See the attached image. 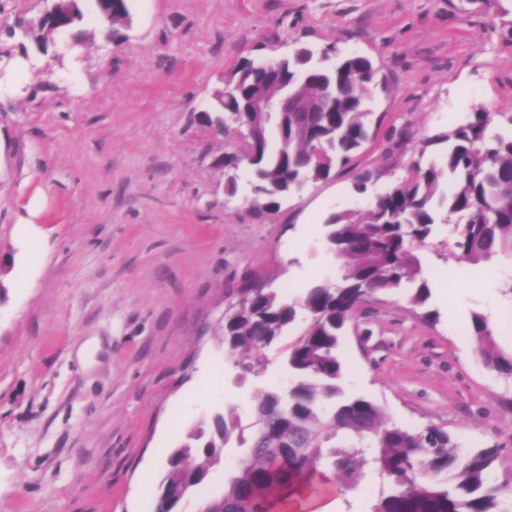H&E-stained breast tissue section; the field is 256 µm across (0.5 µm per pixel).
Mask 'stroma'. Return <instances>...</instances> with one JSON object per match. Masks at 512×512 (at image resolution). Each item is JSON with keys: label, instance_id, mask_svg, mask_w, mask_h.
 Segmentation results:
<instances>
[{"label": "stroma", "instance_id": "stroma-1", "mask_svg": "<svg viewBox=\"0 0 512 512\" xmlns=\"http://www.w3.org/2000/svg\"><path fill=\"white\" fill-rule=\"evenodd\" d=\"M45 0H0V512H153L169 453L224 406L250 423L279 362L236 385L224 314L244 280L295 300L338 280L324 221L366 208L439 159L437 138L474 113H512V0H132L106 43L93 17L55 58L31 31ZM371 58L370 139L346 169L268 215L224 195L216 159L239 149L190 123L242 58L293 47ZM373 177L365 194L356 173ZM448 227L416 248L425 308L376 295L348 332L345 385L387 420L434 425L498 450L512 483V379L487 368L474 314L512 353V267L448 258ZM437 314L436 321L425 311ZM373 474L342 486L338 512H371Z\"/></svg>", "mask_w": 512, "mask_h": 512}]
</instances>
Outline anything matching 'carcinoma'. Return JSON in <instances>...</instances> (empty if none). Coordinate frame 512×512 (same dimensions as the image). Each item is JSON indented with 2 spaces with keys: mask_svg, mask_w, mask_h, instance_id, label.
<instances>
[{
  "mask_svg": "<svg viewBox=\"0 0 512 512\" xmlns=\"http://www.w3.org/2000/svg\"><path fill=\"white\" fill-rule=\"evenodd\" d=\"M99 32L116 38L131 24L129 0H112V13L91 0ZM61 13L68 27L83 20L81 0H51L46 14ZM375 67L355 54L342 55L332 68L316 61L310 47L275 61L242 59L227 75L232 98H215L201 125L211 136H233L228 113L258 91L288 92L314 100L331 91L328 111L304 114L303 137L294 133L296 114L277 115L252 152L254 195L250 206L274 212L282 193L330 177L350 164L368 140L365 101ZM447 144L439 163H415L405 181L364 210L331 214L325 221L328 251L344 260L338 281H322L294 302L248 280L237 288L240 308L224 317V346L239 368L238 380L264 371L267 350L281 345L288 388L258 396L249 437L234 406L191 430L168 457L154 512H184L191 495L209 484L228 448L241 449L235 470L224 475V490L197 498V512H236L252 500L253 512H275L278 501L297 485L314 490L324 483H356L365 471L387 487L373 512H507L503 485L493 483L495 448L464 450L447 431L429 425L406 429L386 421L372 399L343 387L342 336L358 330L365 305L378 292L413 284L410 301L423 307L430 298L414 247L430 238L436 221L449 226L454 257L469 264L502 257L512 262V114L495 123L489 112L441 137ZM325 163L311 168L309 146ZM310 320L287 344L298 310ZM484 365L512 377V355L500 352L487 319L472 318Z\"/></svg>",
  "mask_w": 512,
  "mask_h": 512,
  "instance_id": "1",
  "label": "carcinoma"
}]
</instances>
